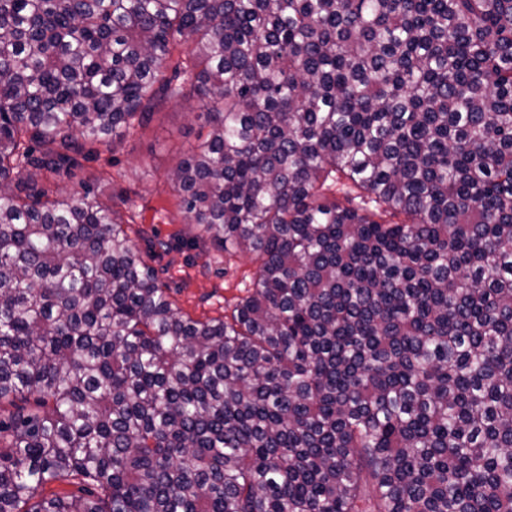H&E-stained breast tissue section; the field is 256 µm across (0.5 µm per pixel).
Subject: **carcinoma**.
Here are the masks:
<instances>
[{
    "mask_svg": "<svg viewBox=\"0 0 512 512\" xmlns=\"http://www.w3.org/2000/svg\"><path fill=\"white\" fill-rule=\"evenodd\" d=\"M158 97L222 318L38 179ZM0 512H512V0H0Z\"/></svg>",
    "mask_w": 512,
    "mask_h": 512,
    "instance_id": "cac0c4a2",
    "label": "carcinoma"
}]
</instances>
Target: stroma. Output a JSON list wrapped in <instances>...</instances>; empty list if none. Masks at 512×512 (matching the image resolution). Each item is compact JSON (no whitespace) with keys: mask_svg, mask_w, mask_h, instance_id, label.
Wrapping results in <instances>:
<instances>
[{"mask_svg":"<svg viewBox=\"0 0 512 512\" xmlns=\"http://www.w3.org/2000/svg\"><path fill=\"white\" fill-rule=\"evenodd\" d=\"M195 112L192 101L158 102L150 121L116 142L114 150L99 149L74 174L50 178L48 186L71 192L80 183L99 182L102 172L111 173L113 180L103 183L104 192L111 195L135 251L159 269L161 282L183 314L206 321L223 317L226 303L242 296L256 264L249 253L227 255L210 240L198 238L168 181L189 149L210 131ZM150 238L174 242L176 248L161 256L149 253Z\"/></svg>","mask_w":512,"mask_h":512,"instance_id":"35a3bbf8","label":"stroma"}]
</instances>
